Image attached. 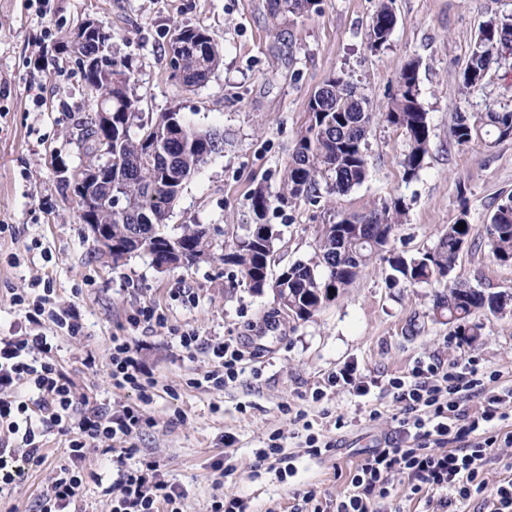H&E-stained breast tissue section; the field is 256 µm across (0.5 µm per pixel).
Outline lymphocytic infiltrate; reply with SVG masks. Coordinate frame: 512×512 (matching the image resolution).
<instances>
[{
  "label": "lymphocytic infiltrate",
  "mask_w": 512,
  "mask_h": 512,
  "mask_svg": "<svg viewBox=\"0 0 512 512\" xmlns=\"http://www.w3.org/2000/svg\"><path fill=\"white\" fill-rule=\"evenodd\" d=\"M13 302L26 306L28 322L47 319L73 336L82 329L75 308L56 311L46 296L31 300L18 293ZM53 349L43 332L0 336V488L15 484L26 465L44 462L43 440L55 430L68 436V446L35 512H72L88 447L104 443L113 454L128 443L145 422L139 405L152 401L156 383L146 375L137 347L128 338H113L108 367L112 386L137 391L140 402L93 405L76 395ZM210 349L216 365L204 380L220 390L237 381L245 354L224 340ZM500 376V371H483L468 358L420 364L409 377L390 379L386 392L397 407L395 434L362 460L337 497L335 512H391L398 479L407 480L412 493L431 491L426 501L430 512H469L473 503L479 512H512V479L492 488L484 478L493 462L512 470V457L501 454L512 446V432L497 429L512 417L506 411L512 388L499 387ZM116 474L106 489L109 512H180L186 493L162 478L155 462L137 469L121 467Z\"/></svg>",
  "instance_id": "lymphocytic-infiltrate-1"
}]
</instances>
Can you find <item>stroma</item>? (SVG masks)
Listing matches in <instances>:
<instances>
[{"mask_svg":"<svg viewBox=\"0 0 512 512\" xmlns=\"http://www.w3.org/2000/svg\"><path fill=\"white\" fill-rule=\"evenodd\" d=\"M378 3L322 0L318 12L283 25L270 18L266 0H51L43 14L25 0H0V331L38 333L13 296L34 280L48 282L53 303L82 314L80 336L56 330L55 357L78 395L93 403H137L135 391L113 388L107 369L113 337H130L160 394L144 406L149 423L132 438L124 465L155 461L165 479L184 488L182 512H209L213 497L224 493L249 498L255 512H293L312 488L320 498L339 497L362 458L392 433L395 408L379 396L381 416L370 420L354 397L329 387V376L352 363L365 379L384 384L420 360L472 357L502 371V383L512 382V313L476 312L481 336L461 335L436 311L444 284L392 282L388 262L379 258L304 320L283 309L272 291H252L236 267L217 258L189 268L160 267L147 253L113 261L64 187L85 160L79 137L90 90L59 43L82 21H103L112 32L113 58L134 74L144 117L176 110L196 128L223 132V152L186 183L169 213L168 233L201 224L227 244L244 237L253 222V189L279 187L308 120L309 97L341 75L376 114L366 145L369 177L319 203L271 210L268 218L281 232L272 272L315 260L323 225L399 197L407 210L390 253L410 258L432 250L449 224L466 217L474 235L452 279L512 294V263L493 258L484 234L497 206L512 195V139L461 147L451 137L456 113L512 111V55L493 64L481 94L461 86L481 26L512 16V0H394L396 24L375 51L369 28ZM177 24L206 28L222 51L219 68L193 92L169 76L168 44ZM33 52L41 56L36 68L27 64ZM409 60L419 63L420 103L431 127L424 165L410 180L402 166L407 136L381 117ZM147 307L156 321L132 327ZM187 330L238 343L245 360L236 382L221 390L204 384L214 360L203 348L181 350L176 337ZM90 355L92 368L84 364ZM318 388L325 396L316 402ZM300 410L311 430L294 424ZM340 416L341 429L335 426ZM310 431L335 442L329 456L305 455ZM275 434L295 468L284 479L256 466V449ZM66 446L65 436L48 434L44 463L27 467L0 495V512H33ZM223 459L234 466L232 475L215 469ZM83 467L81 512H108L111 455L90 448Z\"/></svg>","mask_w":512,"mask_h":512,"instance_id":"obj_1","label":"stroma"}]
</instances>
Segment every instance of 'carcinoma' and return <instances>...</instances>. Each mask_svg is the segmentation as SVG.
<instances>
[{
    "instance_id": "obj_1",
    "label": "carcinoma",
    "mask_w": 512,
    "mask_h": 512,
    "mask_svg": "<svg viewBox=\"0 0 512 512\" xmlns=\"http://www.w3.org/2000/svg\"><path fill=\"white\" fill-rule=\"evenodd\" d=\"M320 0H267L272 19L288 22L304 8L310 14L319 10ZM396 23L392 0H381L373 18L369 45L376 50L388 40ZM173 35L181 44L178 53L184 71L183 89L193 91L204 86L221 61L220 52L207 30L200 26L179 25ZM112 39L103 22H98L79 49L63 50L75 58L92 96L88 108L98 112L99 103L111 104L112 126L85 124L82 148L86 162L99 164L108 158L106 176L112 180V193L121 197L122 210L99 207L86 211L83 200L77 205L86 224H101L112 238V259L147 252L155 262L162 260L191 266L215 256L238 268L242 279L261 291L271 289L280 305L300 319H305L334 300L350 286L368 263L388 245L398 224L406 215L404 201L395 198L370 216L353 215L329 226L318 245L320 264L296 262L273 278L271 260L277 232L268 223L273 205L284 207L293 200L310 203L322 197V187L338 193L362 184L369 175L366 138L374 115L358 98L353 84L342 76L328 79L310 96L308 125L294 142L278 190L262 186L251 194L254 224L249 233L233 244L231 251L200 230L188 225L178 236L164 232L169 209L179 198L186 181L223 150L224 137L215 130H200L179 112H162L144 119L139 99L132 88V76L112 57L100 60L93 69L83 66V59L98 53L99 43ZM512 53V18L491 17L482 25L473 43L469 60L461 74V84L469 95L481 92L494 60L502 53ZM418 62H406L397 74V91L384 120L402 129L409 141L403 161L404 176L413 179L423 167L430 143L428 113L419 102ZM491 126L498 139L512 137V112H487L473 119L456 113L451 135L459 146L479 139L481 128ZM108 147L100 154L99 145ZM148 218L152 234L141 242H132L128 234L141 218ZM464 229L450 224L430 251L410 259L398 258L392 269L406 280L430 284L449 277L460 252L473 236V227L461 217ZM491 253L501 262H512V196L502 201L485 228ZM448 293L436 308L447 313L448 323L464 336L481 335V325L471 321L477 310L494 313L507 311L512 299L501 293H486L467 284L450 281Z\"/></svg>"
}]
</instances>
